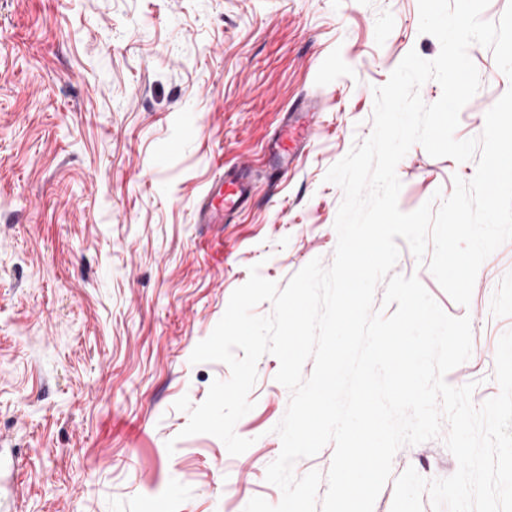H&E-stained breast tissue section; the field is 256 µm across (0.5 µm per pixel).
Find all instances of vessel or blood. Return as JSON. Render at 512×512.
I'll return each mask as SVG.
<instances>
[{
	"label": "vessel or blood",
	"instance_id": "vessel-or-blood-1",
	"mask_svg": "<svg viewBox=\"0 0 512 512\" xmlns=\"http://www.w3.org/2000/svg\"><path fill=\"white\" fill-rule=\"evenodd\" d=\"M323 110L322 99L311 95L302 96L289 106L278 134L262 148L266 168L285 172L294 166L320 126ZM255 193L251 166L227 169L205 187L196 220L201 224L223 223L227 211L249 207Z\"/></svg>",
	"mask_w": 512,
	"mask_h": 512
}]
</instances>
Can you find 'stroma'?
<instances>
[{"label": "stroma", "instance_id": "1", "mask_svg": "<svg viewBox=\"0 0 512 512\" xmlns=\"http://www.w3.org/2000/svg\"><path fill=\"white\" fill-rule=\"evenodd\" d=\"M417 0H0V498L18 512H244L281 499L265 479L290 393L264 355L235 426L251 447L230 455L208 434L183 436L222 362L195 346L258 266L285 286L314 258L331 265L342 189L327 170L373 130L376 87L409 51L432 60ZM481 88L455 137L480 136L512 87L491 48L471 45ZM325 112L299 164L260 175L250 210L195 223L208 182L261 148L296 98ZM475 161L414 145L398 163L401 211L450 196ZM394 274L416 276L450 316L469 317L470 358L451 370L496 396L497 343L512 330V241L481 266L469 306L400 244ZM174 449H167V442ZM458 467L437 438L402 447L394 477ZM386 482L374 512H391Z\"/></svg>", "mask_w": 512, "mask_h": 512}]
</instances>
